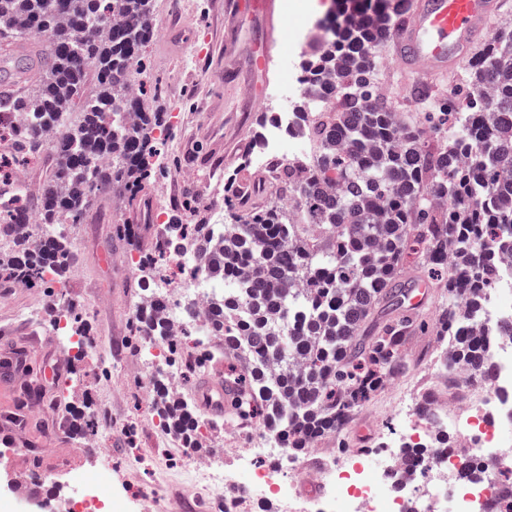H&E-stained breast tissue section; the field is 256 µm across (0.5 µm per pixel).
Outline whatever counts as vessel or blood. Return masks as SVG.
Returning a JSON list of instances; mask_svg holds the SVG:
<instances>
[{"label": "vessel or blood", "mask_w": 512, "mask_h": 512, "mask_svg": "<svg viewBox=\"0 0 512 512\" xmlns=\"http://www.w3.org/2000/svg\"><path fill=\"white\" fill-rule=\"evenodd\" d=\"M499 8L498 0H412L386 47L413 72H444L485 37ZM228 397L223 383L204 382L202 401L209 411L223 413Z\"/></svg>", "instance_id": "b4317fda"}]
</instances>
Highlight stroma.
<instances>
[{
  "label": "stroma",
  "instance_id": "obj_1",
  "mask_svg": "<svg viewBox=\"0 0 512 512\" xmlns=\"http://www.w3.org/2000/svg\"><path fill=\"white\" fill-rule=\"evenodd\" d=\"M310 1L275 0L289 24L288 41L277 46L276 64L265 74L257 59L267 31L256 0H153L155 37L145 50L141 79L148 111L168 115L164 129L155 133L160 171L143 181L121 213H113V193L107 190L91 204L92 212L103 215L100 223L67 225L76 260L62 289L0 284V363L15 350L26 358L25 369L0 381V458L7 449L28 447L14 464L21 472L41 475L52 497L74 492L65 476L50 470L48 457L54 454L68 459L76 472L101 478L112 512H196L194 493L204 485V475L183 458L181 439L161 427L158 410L165 397L144 393L151 357L128 336L143 297L141 284L152 272L130 268L124 260L155 253L161 228L184 191L192 192L197 210L184 214L183 223L229 222L224 179L262 175L244 151L263 140L280 108L278 95L291 93L284 83L288 68H299L310 50L300 28ZM374 62L380 93L406 120L419 118L423 110L412 95L416 85L437 95L447 91L449 77L462 83L468 77L465 61L447 76L409 73L380 48ZM182 175L187 181L179 192L175 185ZM115 224H135L139 230L112 250L108 239ZM444 301V289H430L422 308L427 325L406 340L407 369L389 378L350 423L323 437L315 449L284 451L267 457V464L292 476L295 462L315 451L349 449L373 458L381 441L418 425L425 395L440 389L436 375L445 344L437 311ZM55 305L75 308L78 326L91 340L86 349L64 347L44 327L31 334L29 313L38 310L47 319ZM90 418L98 421L100 443L110 450L107 461L95 459L80 431ZM157 487L169 490V498H154Z\"/></svg>",
  "mask_w": 512,
  "mask_h": 512
}]
</instances>
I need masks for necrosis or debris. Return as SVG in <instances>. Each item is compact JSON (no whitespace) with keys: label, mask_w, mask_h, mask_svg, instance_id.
<instances>
[{"label":"necrosis or debris","mask_w":512,"mask_h":512,"mask_svg":"<svg viewBox=\"0 0 512 512\" xmlns=\"http://www.w3.org/2000/svg\"><path fill=\"white\" fill-rule=\"evenodd\" d=\"M300 161L314 166L305 115L279 113L253 165ZM214 292L206 278H198L193 292H165L158 316L169 330L188 325L196 334L208 333L204 312ZM512 320V262L499 261L493 295L483 313L473 318L472 332L487 336L495 379L480 398L465 397L462 405L444 403L429 414L431 432L402 434L393 446L383 447L385 466L354 460L334 468L324 459L310 477L304 497L313 512H512V500L496 474L512 464V340L498 336L497 325ZM454 431L451 441H434V434ZM248 482L239 494L224 499V512H263L270 498L288 506L296 494L280 470L258 466L243 458ZM474 478H466V471Z\"/></svg>","instance_id":"necrosis-or-debris-1"}]
</instances>
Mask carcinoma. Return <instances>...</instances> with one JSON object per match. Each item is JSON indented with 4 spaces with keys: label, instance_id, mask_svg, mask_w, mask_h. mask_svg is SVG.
Returning <instances> with one entry per match:
<instances>
[{
    "label": "carcinoma",
    "instance_id": "cac0c4a2",
    "mask_svg": "<svg viewBox=\"0 0 512 512\" xmlns=\"http://www.w3.org/2000/svg\"><path fill=\"white\" fill-rule=\"evenodd\" d=\"M407 2L353 9L303 61V77L325 88L298 105L317 115L315 174L278 162L243 194L228 179L232 223L174 215L157 244L163 253L173 239L193 240V273L223 282L210 328L224 340V422L260 419L294 450L346 425L385 378L406 369L404 339L424 319L402 313L377 324L371 316L402 302L410 267L449 265L448 302L438 310L444 335L456 337L449 368L493 378L481 341L459 328L494 288L496 259L512 258V23L479 48L457 132L431 148L426 132H443L458 86L419 123L401 122L376 87L374 51ZM151 13L152 0H0V40L49 36L44 57L5 63L0 83L19 69L41 76L0 96V111L25 115L14 137L21 157L53 159L39 198L15 195L0 206V237L14 244L0 276L39 286L46 271L63 276L74 250L55 225L82 223L102 188L136 195L155 172L164 113L145 111L133 90L154 37ZM260 192L273 199L250 204ZM33 216L35 235L22 230ZM144 318L181 373L213 366L204 337L185 352L151 309L134 315L131 341Z\"/></svg>",
    "mask_w": 512,
    "mask_h": 512
}]
</instances>
